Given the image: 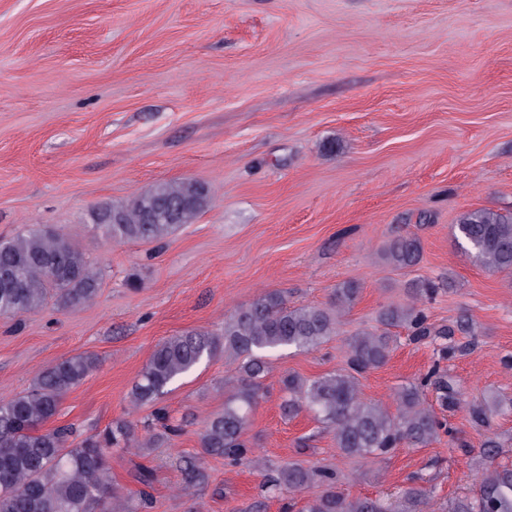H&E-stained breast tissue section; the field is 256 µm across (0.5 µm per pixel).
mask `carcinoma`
<instances>
[{
	"mask_svg": "<svg viewBox=\"0 0 512 512\" xmlns=\"http://www.w3.org/2000/svg\"><path fill=\"white\" fill-rule=\"evenodd\" d=\"M209 197L208 187L193 180L160 182L122 204L95 208L91 221L116 242L160 241L194 223ZM456 229L465 253L486 269L512 271V212H469ZM383 256L396 268L413 267L421 260V241L414 235L393 238ZM99 286L94 266L50 229L0 241V315L21 316L40 309L51 289L62 307L85 305L96 297ZM358 295V286L346 282L325 306L290 307L281 295L265 293L226 318L219 334L190 331L171 336L154 348L132 388L131 402H155L204 359L224 354L235 365L233 391L224 410L206 422L201 447L208 455L246 460L252 448L245 430L269 374L267 357L282 349L320 347L338 333L342 312ZM401 326L412 328L417 336L429 333L423 310L413 304H389L379 311L375 327L349 338L348 369L315 379L283 376V413L293 417L303 410L313 412L335 432L337 447L365 460L378 459L402 442L416 447L432 442L443 423L425 406L424 388L437 384L448 391V403L458 401L454 387L437 379V369L398 388L394 414L360 396L358 376L388 361L393 329ZM96 364L93 354L60 360L42 370L27 391L0 400V512H140L150 501L152 473L143 464L134 475L141 489L131 497L112 487V448L137 443L158 448L169 443L179 427L170 423L164 410L154 412L155 426L141 443L133 425L121 421L74 444L68 427L41 429L57 415L63 396ZM181 472L186 489L206 481L204 468L193 459L183 461ZM267 487L308 492L302 512H388L377 499L345 497L336 490L335 474L314 465H281L273 470ZM427 496L426 488L412 481L396 504L397 512H422ZM448 512H512V466L488 469L477 492L451 501Z\"/></svg>",
	"mask_w": 512,
	"mask_h": 512,
	"instance_id": "1",
	"label": "carcinoma"
}]
</instances>
